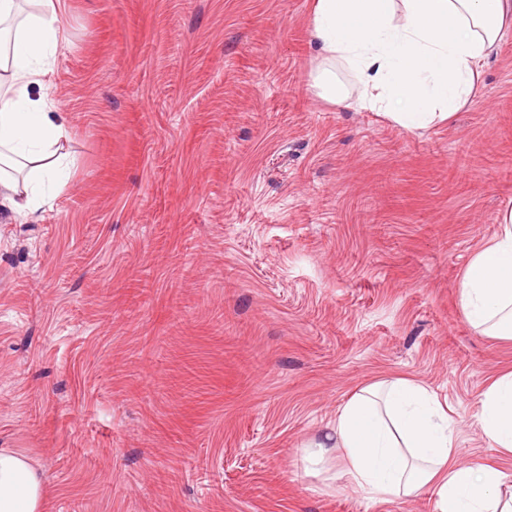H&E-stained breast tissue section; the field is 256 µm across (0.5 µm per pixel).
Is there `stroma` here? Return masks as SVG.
<instances>
[{
    "label": "stroma",
    "mask_w": 512,
    "mask_h": 512,
    "mask_svg": "<svg viewBox=\"0 0 512 512\" xmlns=\"http://www.w3.org/2000/svg\"><path fill=\"white\" fill-rule=\"evenodd\" d=\"M76 173L0 206V448L45 512H435L306 473L363 386L425 385L455 459L512 475L479 397L512 339L461 306L512 207V31L452 119L333 104L313 0H61Z\"/></svg>",
    "instance_id": "obj_1"
}]
</instances>
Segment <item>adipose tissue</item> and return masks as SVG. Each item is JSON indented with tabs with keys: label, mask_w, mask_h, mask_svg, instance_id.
<instances>
[{
	"label": "adipose tissue",
	"mask_w": 512,
	"mask_h": 512,
	"mask_svg": "<svg viewBox=\"0 0 512 512\" xmlns=\"http://www.w3.org/2000/svg\"><path fill=\"white\" fill-rule=\"evenodd\" d=\"M512 29V0H315L311 41L324 61L314 78L322 98L369 110L414 130L450 118L473 94L480 62ZM60 0H0V199L27 218L46 187H64L75 160L67 123L47 91L65 38ZM352 71L350 96L333 63ZM471 326L512 335V208L499 232L471 259L460 284ZM480 427L494 448L512 453V373L483 393ZM444 406L425 386L401 378L362 388L340 409L323 443L307 451L318 464L339 452L337 479L372 500L434 489L437 512H512L506 474L460 464ZM43 478L30 460L0 448V512H44Z\"/></svg>",
	"instance_id": "obj_1"
}]
</instances>
